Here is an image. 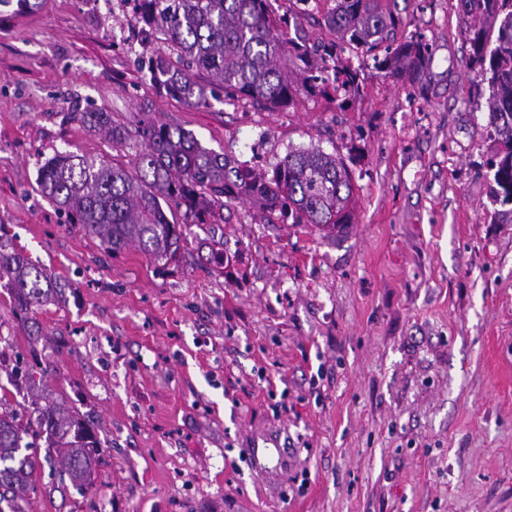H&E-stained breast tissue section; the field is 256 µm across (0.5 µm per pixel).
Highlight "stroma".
<instances>
[{"label":"stroma","mask_w":512,"mask_h":512,"mask_svg":"<svg viewBox=\"0 0 512 512\" xmlns=\"http://www.w3.org/2000/svg\"><path fill=\"white\" fill-rule=\"evenodd\" d=\"M310 37L333 0H272ZM456 0H399L397 37L432 45L421 85L361 72L321 97L194 108L159 91V44L132 0H0V224L57 281L36 334L0 288V355L47 365L104 442L92 487L24 512H512V206L493 203L495 144ZM142 113L248 167L319 147L349 159L352 223H267L246 202L192 228L179 265L108 253L40 194L55 153L126 161L71 120ZM222 244L223 265L210 263ZM275 441L263 471L240 456Z\"/></svg>","instance_id":"stroma-1"}]
</instances>
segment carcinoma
<instances>
[{
	"label": "carcinoma",
	"mask_w": 512,
	"mask_h": 512,
	"mask_svg": "<svg viewBox=\"0 0 512 512\" xmlns=\"http://www.w3.org/2000/svg\"><path fill=\"white\" fill-rule=\"evenodd\" d=\"M135 20L159 42L151 73L163 90L191 107H207L217 93L224 100L249 99L266 108L291 106L300 96L336 97L343 109L360 96V69L328 65L349 49L360 61L372 59L384 77L418 84L431 46L414 33L399 43L397 0H335L323 16L334 35L312 46L299 26L272 10L271 0H135ZM476 71L477 97H486V129L496 142L488 166L491 196L512 205V0H456ZM294 27L289 36L285 28ZM92 131L116 143L129 134L112 125L110 113L74 112ZM141 150L123 163L104 155L57 153L39 168V190L68 223L99 239L112 253L137 245L159 266L177 264L187 236L183 227L202 229L216 207L246 199L270 224H314L330 233L350 223L354 198L345 160L319 148L291 149L269 170L247 169L233 156L201 145L180 126L141 120ZM180 211L183 221L169 219ZM0 283L10 308L24 322L54 299L56 288L0 225ZM46 369L15 367L0 386V502L42 492L37 476L49 466L60 484L88 488L95 481L102 442L98 429L66 404L41 406ZM23 377L32 407L27 420L10 409ZM26 437L30 442H23ZM45 440L44 455L22 453Z\"/></svg>",
	"instance_id": "carcinoma-1"
}]
</instances>
